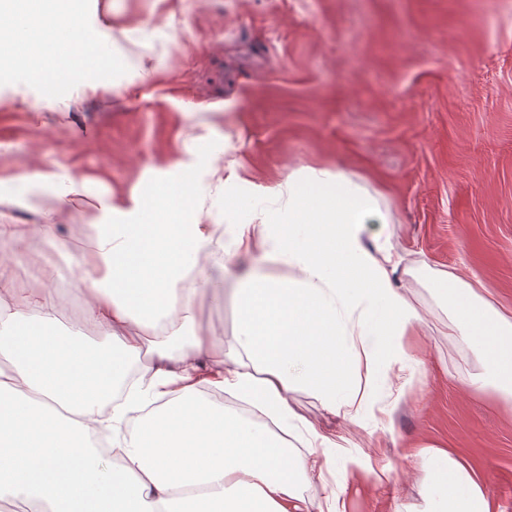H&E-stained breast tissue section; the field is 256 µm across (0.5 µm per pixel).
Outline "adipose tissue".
Returning <instances> with one entry per match:
<instances>
[{
	"mask_svg": "<svg viewBox=\"0 0 512 512\" xmlns=\"http://www.w3.org/2000/svg\"><path fill=\"white\" fill-rule=\"evenodd\" d=\"M13 23L0 32V65L16 82L96 92L104 80L108 37L90 33L68 0H0ZM224 186L230 248L259 266L240 280L238 335L218 344L196 322L195 303L218 279L202 275L212 236L203 221L201 178ZM0 189L52 192L74 211L84 182L39 168ZM284 199L275 210L258 198ZM93 236L83 248L82 308L71 326L55 317L52 288H18L0 276V502L31 512H325L304 498V482L324 473L348 477L362 461L335 435L308 425L307 455L293 457L280 434L231 414L198 390L199 374L288 426L297 386L331 414L358 423L377 372L406 371V343L420 325L396 277L399 256L366 227L389 211L341 168L305 166L288 180L257 184L237 162L192 151L156 169L128 195L104 193ZM289 268L281 277L263 264ZM192 287H185V280ZM452 328L467 336L484 371L470 389H493L512 402V314L483 296L480 282L448 272ZM94 336H87V329ZM149 363H142L143 348ZM139 378L124 404L104 414L103 386ZM427 473L423 512H497L469 464L433 445L418 451Z\"/></svg>",
	"mask_w": 512,
	"mask_h": 512,
	"instance_id": "1",
	"label": "adipose tissue"
}]
</instances>
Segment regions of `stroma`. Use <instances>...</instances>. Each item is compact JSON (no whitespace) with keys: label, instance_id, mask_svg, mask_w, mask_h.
<instances>
[{"label":"stroma","instance_id":"obj_1","mask_svg":"<svg viewBox=\"0 0 512 512\" xmlns=\"http://www.w3.org/2000/svg\"><path fill=\"white\" fill-rule=\"evenodd\" d=\"M98 17L123 65L84 96L0 74V178L33 168L85 179L90 191L128 192L186 150L238 161L271 184L305 165L341 167L380 193L384 232L401 258L398 277L422 321L424 359L397 387L381 375V421L351 427L305 389L290 404L288 441L303 448L304 421L349 440L371 471L304 483V497L337 493L344 512H394L420 503L426 473L413 448L455 449L499 512H512V407L465 381L476 352L448 333L442 277L480 281L486 299L512 311V0H72ZM94 208L57 213L60 240L7 249L4 273L24 285L51 260L62 284L59 326L80 312L74 284ZM236 272L224 296L200 297L197 324L219 342L236 335ZM391 469L378 482L374 472Z\"/></svg>","mask_w":512,"mask_h":512}]
</instances>
